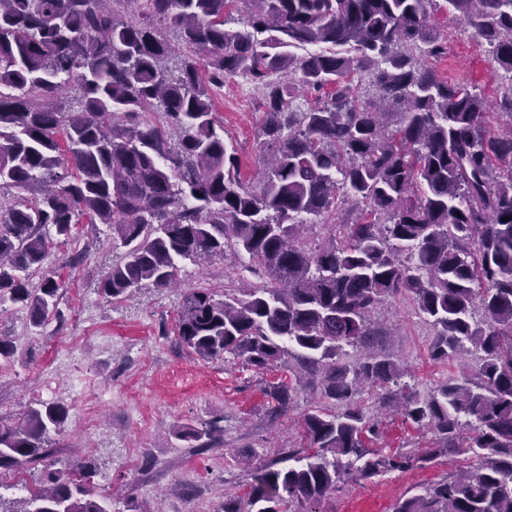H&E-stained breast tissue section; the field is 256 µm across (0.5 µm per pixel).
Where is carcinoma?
<instances>
[{
  "label": "carcinoma",
  "mask_w": 512,
  "mask_h": 512,
  "mask_svg": "<svg viewBox=\"0 0 512 512\" xmlns=\"http://www.w3.org/2000/svg\"><path fill=\"white\" fill-rule=\"evenodd\" d=\"M440 11L508 74L495 105L512 119V0H0V190L36 193L0 207V304L34 327L57 315L62 283L31 288L30 272L82 222L109 225L124 248L101 280L113 299L174 287L179 262L232 249L259 283L221 299L188 292L180 342L259 370L294 358L338 405L304 415L296 465L244 457L250 490L224 512H292L350 473L462 455L472 463L393 512H512V122L490 133L483 91L437 74ZM232 77L261 93L266 155L252 184L216 119ZM310 222L332 225L331 239L311 247ZM404 294L433 328L432 359L482 353L476 372L424 399L400 385L396 359L371 354L386 335L371 315ZM347 346L364 360L340 362ZM364 386L432 428L433 446L366 448L378 425L359 405ZM68 414L36 401L0 420V473L51 456ZM175 435L208 448L216 428ZM86 479L48 464L19 512H108Z\"/></svg>",
  "instance_id": "carcinoma-1"
}]
</instances>
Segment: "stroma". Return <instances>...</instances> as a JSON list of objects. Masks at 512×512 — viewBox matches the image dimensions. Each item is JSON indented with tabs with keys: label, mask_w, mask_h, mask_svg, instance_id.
I'll use <instances>...</instances> for the list:
<instances>
[{
	"label": "stroma",
	"mask_w": 512,
	"mask_h": 512,
	"mask_svg": "<svg viewBox=\"0 0 512 512\" xmlns=\"http://www.w3.org/2000/svg\"><path fill=\"white\" fill-rule=\"evenodd\" d=\"M436 21L448 40L447 56L435 64L439 75L496 99L505 78L488 46L451 15L437 14ZM216 117L226 144L237 151L243 179L254 181L261 166L263 114L251 86L239 78L227 80ZM79 252L85 261L70 267L71 256ZM122 254L107 225L79 224L74 238L52 249L30 276L34 288L46 276L62 282V320H49L37 331L26 310L0 305V336L15 345L14 355L0 361V419H18L34 400L63 402L69 414L52 436L55 463L92 471L89 487L95 496H109L112 512H130L136 504L151 512H221L225 497L243 494L250 482L239 453L287 458L289 450L303 445L304 415L314 404L327 408L331 402L320 385L295 381L293 358L257 370L230 356L201 359L180 344L176 320L185 293L209 288L219 296L239 287L247 277L246 256L228 250L203 266L184 261L178 287L146 284L132 296L111 299L101 291V278ZM373 320L391 328L381 345L406 367L407 382L419 396L456 373V360L431 358L433 329L411 296L390 300ZM282 382L290 387V401L286 412L276 413L269 392ZM378 396L372 388L360 395L365 414L380 424L372 449L389 455L430 447L432 430L382 410ZM213 422L220 428L213 447L190 448L174 436L183 424ZM457 467L444 458L423 470L353 480L318 509L392 512L401 496L420 493Z\"/></svg>",
	"instance_id": "obj_1"
}]
</instances>
